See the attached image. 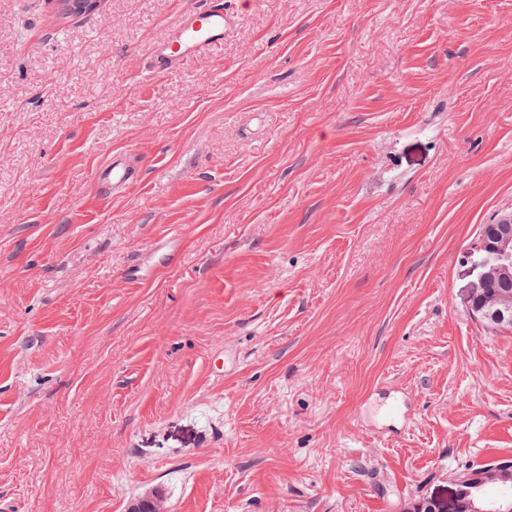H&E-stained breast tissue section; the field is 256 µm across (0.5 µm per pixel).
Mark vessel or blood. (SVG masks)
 I'll use <instances>...</instances> for the list:
<instances>
[{
	"mask_svg": "<svg viewBox=\"0 0 512 512\" xmlns=\"http://www.w3.org/2000/svg\"><path fill=\"white\" fill-rule=\"evenodd\" d=\"M240 21L224 7V0H203L200 7L180 14L166 38L154 44L147 71L162 75L187 67L198 57L223 45ZM128 154L116 153L95 174L100 196L109 197L126 190L133 181Z\"/></svg>",
	"mask_w": 512,
	"mask_h": 512,
	"instance_id": "1",
	"label": "vessel or blood"
}]
</instances>
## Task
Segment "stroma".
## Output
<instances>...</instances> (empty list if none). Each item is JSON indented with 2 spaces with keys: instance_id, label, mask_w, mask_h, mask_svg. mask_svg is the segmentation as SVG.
I'll use <instances>...</instances> for the list:
<instances>
[{
  "instance_id": "obj_1",
  "label": "stroma",
  "mask_w": 512,
  "mask_h": 512,
  "mask_svg": "<svg viewBox=\"0 0 512 512\" xmlns=\"http://www.w3.org/2000/svg\"><path fill=\"white\" fill-rule=\"evenodd\" d=\"M198 2L0 0V503L447 502L512 458V329L462 262L512 214V0H230L146 76ZM239 21V15L225 9L224 0H204L200 7L180 14L166 38L154 44L147 72L162 75L184 69L222 46ZM133 167L127 153H116L95 174V183L100 196L112 197L126 190L133 181Z\"/></svg>"
}]
</instances>
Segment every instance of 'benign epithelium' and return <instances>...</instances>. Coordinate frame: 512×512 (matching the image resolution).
Wrapping results in <instances>:
<instances>
[{"label":"benign epithelium","mask_w":512,"mask_h":512,"mask_svg":"<svg viewBox=\"0 0 512 512\" xmlns=\"http://www.w3.org/2000/svg\"><path fill=\"white\" fill-rule=\"evenodd\" d=\"M500 232L491 237L480 236L466 253L464 263L471 277L468 296L480 294L485 283L495 279L504 285L498 293V308L490 318L503 325L512 326V216L498 224ZM497 475L505 480L512 478V458L495 457L458 481L448 508L457 512H512V497L491 498L485 490V479Z\"/></svg>","instance_id":"benign-epithelium-1"}]
</instances>
